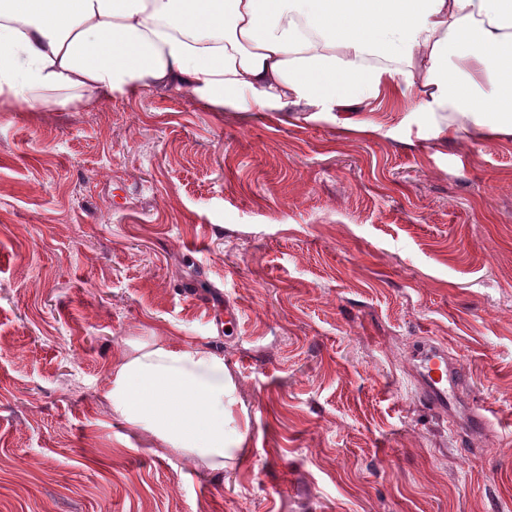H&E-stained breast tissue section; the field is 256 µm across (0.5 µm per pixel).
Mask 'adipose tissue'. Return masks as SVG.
<instances>
[{"instance_id": "1", "label": "adipose tissue", "mask_w": 512, "mask_h": 512, "mask_svg": "<svg viewBox=\"0 0 512 512\" xmlns=\"http://www.w3.org/2000/svg\"><path fill=\"white\" fill-rule=\"evenodd\" d=\"M174 89L221 112H305L343 131L396 96L446 131L512 136V0H0V112ZM105 398L157 453L221 473L250 418L222 354L125 340Z\"/></svg>"}]
</instances>
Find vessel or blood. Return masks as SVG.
Returning a JSON list of instances; mask_svg holds the SVG:
<instances>
[{
    "label": "vessel or blood",
    "mask_w": 512,
    "mask_h": 512,
    "mask_svg": "<svg viewBox=\"0 0 512 512\" xmlns=\"http://www.w3.org/2000/svg\"><path fill=\"white\" fill-rule=\"evenodd\" d=\"M413 358L423 405L432 413L458 421L465 437L484 433L489 424V409L474 406L463 396V375L446 345L434 341L420 343Z\"/></svg>",
    "instance_id": "vessel-or-blood-1"
}]
</instances>
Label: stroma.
I'll use <instances>...</instances> for the list:
<instances>
[{
    "mask_svg": "<svg viewBox=\"0 0 512 512\" xmlns=\"http://www.w3.org/2000/svg\"><path fill=\"white\" fill-rule=\"evenodd\" d=\"M215 112L175 90L0 112V512H512V139ZM223 355L245 464L160 456L104 398L131 336ZM447 345L463 441L409 371Z\"/></svg>",
    "mask_w": 512,
    "mask_h": 512,
    "instance_id": "1",
    "label": "stroma"
}]
</instances>
